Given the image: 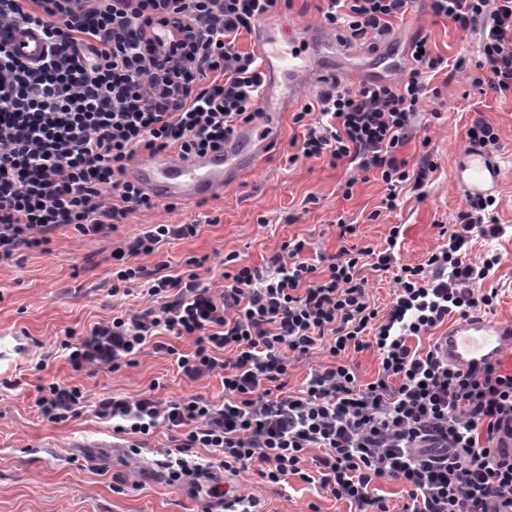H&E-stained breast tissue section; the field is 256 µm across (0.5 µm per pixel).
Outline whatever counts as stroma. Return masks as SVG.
I'll return each mask as SVG.
<instances>
[{
  "label": "stroma",
  "instance_id": "stroma-1",
  "mask_svg": "<svg viewBox=\"0 0 512 512\" xmlns=\"http://www.w3.org/2000/svg\"><path fill=\"white\" fill-rule=\"evenodd\" d=\"M395 42L344 40L329 61V74L345 78L363 73L367 79L399 78L405 65L402 38L429 35L435 53L448 68L433 80L439 86L437 115H422L415 137L401 150L414 159L430 151L438 169L423 199L406 193L400 208L380 211L385 193L381 181L357 180L351 198L340 189L351 171L323 159L288 164L290 142L298 128L293 112L311 102L314 90H304L283 113L275 147L230 179L223 194L169 211L158 208L130 217L118 231L75 238L60 231L43 251L17 254L0 265V512H199L186 489L141 476L160 451L172 447L174 431L159 427L139 457L113 447L109 422L93 408L63 424L42 419L37 406L39 385H77L100 396H136L154 391L156 397L177 396L195 389L204 397L224 396L217 375L188 385L172 357L159 353L117 373L104 368L74 370L56 351L58 334L83 337L93 322L108 318L117 304L140 301L112 292V250L150 224H187L210 216L199 234L163 244L158 259L180 270L188 257H206L211 279H218L225 254L259 264L283 241L299 236L311 241L314 252L334 254L338 247L336 220L345 218L358 228L359 245L383 247L391 225L405 228L398 258L417 264L439 249L436 223H451L464 196L451 180L455 155L465 144V130L475 113L494 125L500 137L499 155L506 169L498 195L501 223L512 225V98L481 95L472 90L468 72L478 45L461 40L453 23L415 8L405 25L395 27ZM352 179V178H351ZM266 230H259V222ZM237 484L252 486L261 512H301L316 503L319 512H349L350 506L312 484L289 478L279 490L266 488L257 467L233 474Z\"/></svg>",
  "mask_w": 512,
  "mask_h": 512
}]
</instances>
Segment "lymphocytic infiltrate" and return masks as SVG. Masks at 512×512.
Returning <instances> with one entry per match:
<instances>
[{
  "label": "lymphocytic infiltrate",
  "instance_id": "lymphocytic-infiltrate-1",
  "mask_svg": "<svg viewBox=\"0 0 512 512\" xmlns=\"http://www.w3.org/2000/svg\"><path fill=\"white\" fill-rule=\"evenodd\" d=\"M415 0H326L325 26L353 39L385 36ZM433 15L479 32L478 94L512 97V0H428ZM279 0H0V262L48 245L66 228L95 236L118 228L158 201L125 177L142 152L181 155L223 146L259 114L258 55L242 35L274 13ZM41 27L49 53L28 63L10 50L14 30ZM397 82L322 89L294 113L302 130L289 163L326 159L380 180L395 211L402 190H420L436 165L398 158L415 134L423 104L439 97L430 78L444 68L429 36H415ZM496 198H466L441 247L423 262L395 255V224L382 248L355 244L357 228L338 223L340 245L315 264L308 242H282L265 266L225 256L224 282L202 278V261L178 273L168 261L140 264L163 242L196 237L199 222L150 224L112 257L113 281L138 283L139 305L94 323L86 338L61 340L77 370L120 371L136 358L167 353L182 374L221 376L224 398L187 392L92 399L55 382L39 386L43 419L62 424L94 406L115 434L179 429L158 466L172 486L189 487L204 512L224 504L216 469L261 466L270 486L297 477L346 501L354 512H390L376 485L393 481L402 512H489L512 505V458L495 448L512 423V372L493 365L475 379L448 365L424 338L453 317L496 306L488 285L501 252L472 259L474 238L512 235ZM392 274L390 304L378 308L369 272ZM369 351L370 381L349 363ZM309 364L290 386L288 370Z\"/></svg>",
  "mask_w": 512,
  "mask_h": 512
}]
</instances>
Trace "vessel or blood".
I'll return each instance as SVG.
<instances>
[{"label": "vessel or blood", "instance_id": "1", "mask_svg": "<svg viewBox=\"0 0 512 512\" xmlns=\"http://www.w3.org/2000/svg\"><path fill=\"white\" fill-rule=\"evenodd\" d=\"M281 36V29L266 26L256 44L264 72L262 124L240 126L218 152L183 156L164 150L142 154L128 168L127 177L156 198L199 203L221 194L232 174L248 165L252 157L264 155L274 143V123L285 106L297 99L302 87L323 83L325 74L317 60L335 47L324 27H309L301 34L306 45L304 56L293 57L284 65L278 49ZM10 48L31 62L42 60L48 53L42 33L32 27L15 31ZM504 176L499 158L489 148L471 143L464 145L452 174L457 187L469 197L495 195ZM438 350L460 371L481 376L495 361L512 355V318L477 313L461 319L440 337Z\"/></svg>", "mask_w": 512, "mask_h": 512}]
</instances>
